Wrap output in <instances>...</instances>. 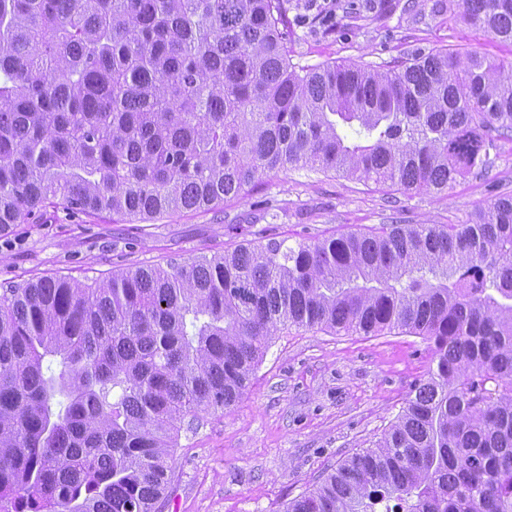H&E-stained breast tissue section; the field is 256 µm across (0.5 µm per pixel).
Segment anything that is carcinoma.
<instances>
[{
  "instance_id": "1",
  "label": "carcinoma",
  "mask_w": 512,
  "mask_h": 512,
  "mask_svg": "<svg viewBox=\"0 0 512 512\" xmlns=\"http://www.w3.org/2000/svg\"><path fill=\"white\" fill-rule=\"evenodd\" d=\"M512 43V0H462ZM282 0H0V232L150 221L290 168L440 193L512 134V60L296 70ZM429 344L373 447L285 512H512V196L467 224L242 243L0 290V498L159 512L181 424L224 413L287 327Z\"/></svg>"
}]
</instances>
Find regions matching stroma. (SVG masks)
I'll return each mask as SVG.
<instances>
[{
	"instance_id": "35a3bbf8",
	"label": "stroma",
	"mask_w": 512,
	"mask_h": 512,
	"mask_svg": "<svg viewBox=\"0 0 512 512\" xmlns=\"http://www.w3.org/2000/svg\"><path fill=\"white\" fill-rule=\"evenodd\" d=\"M284 0L286 47L298 67L381 65L448 49L495 60L512 44L462 18V0H336L331 23ZM490 164L448 191L406 193L291 169L208 211L139 223L47 206L0 234V289L40 276L91 280L112 270L180 263L246 241L295 242L383 224H463L512 195V136L491 133ZM431 365L422 337L281 331L237 406L182 426L162 512H284L323 475L372 447Z\"/></svg>"
}]
</instances>
